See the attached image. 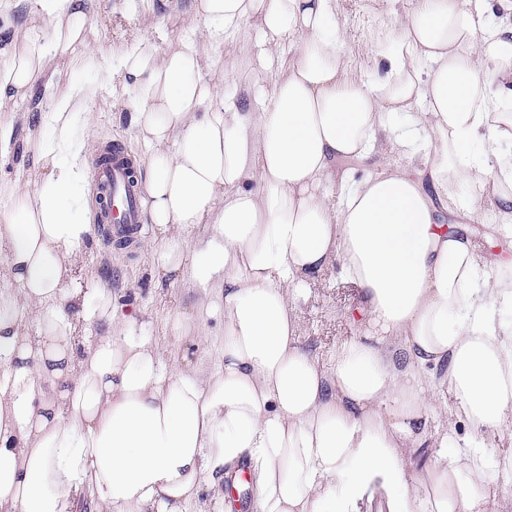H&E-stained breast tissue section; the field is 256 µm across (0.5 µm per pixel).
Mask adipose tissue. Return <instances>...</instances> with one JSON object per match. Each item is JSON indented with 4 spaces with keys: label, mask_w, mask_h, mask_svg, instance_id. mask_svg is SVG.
Here are the masks:
<instances>
[{
    "label": "adipose tissue",
    "mask_w": 512,
    "mask_h": 512,
    "mask_svg": "<svg viewBox=\"0 0 512 512\" xmlns=\"http://www.w3.org/2000/svg\"><path fill=\"white\" fill-rule=\"evenodd\" d=\"M0 49V99L27 97L49 60L125 75L159 263L221 282L218 370L165 364L137 310L103 282L80 287L95 235L86 155L97 86L74 82L40 114L33 184L0 185V512H186L202 486L248 461L254 512H490L512 454L487 443L512 424V260L481 254L439 205L512 238V0H416L343 76L333 0H192L203 41L119 56L77 44L93 0H28ZM497 5L499 20L480 19ZM273 43L300 38L260 108L206 80L208 49L250 19ZM387 152L355 181L341 159ZM338 192L339 208L330 204ZM209 225L187 246L170 228ZM362 295L365 338L321 362L297 302L330 266ZM39 327L25 335L27 322ZM104 334L87 343L90 326ZM433 444L435 462L410 450Z\"/></svg>",
    "instance_id": "1"
}]
</instances>
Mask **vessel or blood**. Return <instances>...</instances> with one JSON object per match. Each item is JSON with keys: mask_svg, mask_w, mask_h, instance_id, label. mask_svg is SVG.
<instances>
[{"mask_svg": "<svg viewBox=\"0 0 512 512\" xmlns=\"http://www.w3.org/2000/svg\"><path fill=\"white\" fill-rule=\"evenodd\" d=\"M91 180L101 203L99 221L116 243H132L141 231V186L132 175L131 157L114 144L93 162Z\"/></svg>", "mask_w": 512, "mask_h": 512, "instance_id": "b4317fda", "label": "vessel or blood"}]
</instances>
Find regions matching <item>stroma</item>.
<instances>
[{"mask_svg": "<svg viewBox=\"0 0 512 512\" xmlns=\"http://www.w3.org/2000/svg\"><path fill=\"white\" fill-rule=\"evenodd\" d=\"M94 4L85 36L89 46L102 50L118 52L143 39L162 53L178 47L192 29L201 26L190 12V0H94ZM412 5L413 0H334L345 78H357L373 68L376 46L386 42L394 19ZM266 47L259 22L249 21L224 46L212 51L208 80L225 95L254 99L257 86L271 87L276 77L275 72L258 66ZM92 78L90 71L54 59L29 98L0 106L13 121L9 143L0 146V183L36 174L38 166L28 143L40 112L69 82ZM122 83L123 73L116 68L111 85L100 87L91 107L93 133L97 143L120 141L137 158L148 149L131 125L129 106L114 101L110 93L111 87ZM157 239L156 226L147 223L133 247L117 250L103 232H96L86 246L82 265L111 288L118 305L138 309L137 332L151 341L163 360L185 356L204 369H214L224 333L223 315L212 310L217 291L156 277ZM361 306L356 287L338 280L335 272H326L298 303L303 344L326 359L337 344L363 336L367 322ZM183 317L202 321L206 342L195 346L184 337L179 325Z\"/></svg>", "mask_w": 512, "mask_h": 512, "instance_id": "1", "label": "stroma"}]
</instances>
